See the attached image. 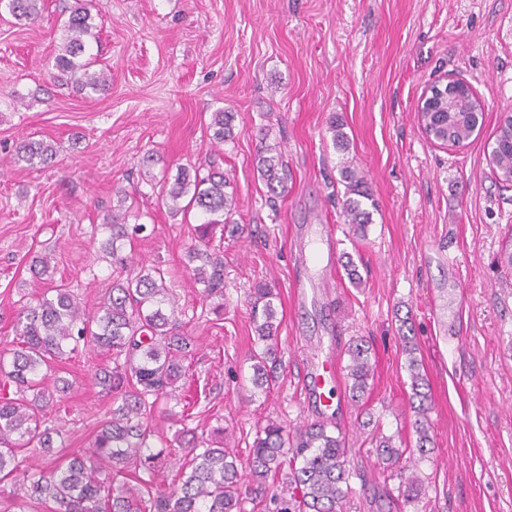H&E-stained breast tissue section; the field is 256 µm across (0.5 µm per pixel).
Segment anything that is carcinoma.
I'll use <instances>...</instances> for the list:
<instances>
[{"label":"carcinoma","mask_w":512,"mask_h":512,"mask_svg":"<svg viewBox=\"0 0 512 512\" xmlns=\"http://www.w3.org/2000/svg\"><path fill=\"white\" fill-rule=\"evenodd\" d=\"M18 21L32 22L45 9V0H0ZM63 22V43L55 56L54 80L79 94L91 95L109 85L111 74L98 67L89 53L87 39H98L97 25L87 0H73ZM470 102L456 89L448 96L433 97L424 107L425 120L450 140H468L476 119L467 114ZM234 114L212 113L211 127L218 144L232 137ZM493 154V170L512 174V145L499 136ZM56 147L44 141L24 140L16 147L17 161L31 166L47 165ZM257 170L267 191L277 197L288 191V166L276 146L264 144L258 154ZM346 184L344 216L361 231L371 223L374 206L364 178L346 166L341 170ZM229 182L224 172L183 168L171 180H163L158 199L176 216L195 209L207 217L198 225L199 243L188 248L187 260L196 283L202 286L203 301L217 300L210 308L224 315V256L210 245L213 230L231 223L234 198L225 191ZM131 212L106 216L101 228L108 233L103 250L111 255L118 272L107 296L90 314L69 288L59 284L34 304H26L14 331L18 343L0 353V494L4 484L17 482L19 491L10 494L5 512H248L247 505L269 502L273 512H345L353 493V472L347 460L345 436L327 419L315 420L290 434L282 424L269 420L256 431L246 458L249 480L242 481L237 459L224 449V428L205 437L193 429H182L177 446L152 447L155 436L151 421L159 400L172 398L182 405L169 417L185 422L191 402L178 393L179 382L187 380L184 362L190 339L182 331L175 299L165 273L146 267L122 253L123 242L145 230L130 224ZM277 293L266 283L253 288L250 297L256 335L250 353L252 384L267 390L276 378L280 362L278 326L274 300ZM402 353L410 375V409L417 435L415 451H407L402 437L375 432L372 447L383 467L398 471V495L404 502L419 500L422 480L406 473L404 455L423 459L432 444L429 435L427 378L420 372L415 337L400 336ZM91 350L108 357L97 364L95 385L112 396V409L101 421L89 448L73 452L64 461L28 467L19 460L23 448H38L51 454L53 436L59 434L49 421L48 410L61 406L72 386L67 380L48 384L56 368ZM346 376L351 381L349 396L360 402L370 388L373 366L369 341L358 337L347 345ZM176 457L179 468L169 485L158 476ZM288 469V496L270 491L269 478Z\"/></svg>","instance_id":"cac0c4a2"}]
</instances>
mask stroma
<instances>
[{"mask_svg": "<svg viewBox=\"0 0 512 512\" xmlns=\"http://www.w3.org/2000/svg\"><path fill=\"white\" fill-rule=\"evenodd\" d=\"M69 2L47 0L25 25L0 14V350L21 306L50 285L96 308L114 277L96 227L117 210L122 188L146 226L131 254L164 271L195 345L189 427H223L225 447L243 458L267 420L291 431L331 420L354 472L347 512H386L381 490L398 480L360 424L413 434L405 321L429 380L433 444L416 465L425 495L401 512H512V267L503 261L512 186L486 160L512 113V0H90L102 29L89 48L112 83L89 97L51 79ZM447 75L468 82L485 107L459 147L432 143L417 118L425 88ZM220 109L235 119L232 138L218 144L209 123ZM334 120L346 149L333 142ZM26 139L56 143L53 162L16 161ZM265 141L291 173L287 195L273 202L256 170ZM347 160L378 204L361 237L344 222ZM212 165L236 202L221 242L220 320L202 312L184 265L201 216L169 214L141 178ZM299 226L313 238L336 232V286L309 289L304 304L290 288ZM39 252L54 258L51 280L30 270ZM259 282L278 294L282 366L267 393L254 388L249 362V290ZM356 336L373 345L368 395L355 404L345 376H329L334 403L316 408L302 382L313 346L343 366ZM98 361L82 353L58 371L73 382L55 422L58 456L88 447L112 405L93 382Z\"/></svg>", "mask_w": 512, "mask_h": 512, "instance_id": "stroma-1", "label": "stroma"}]
</instances>
